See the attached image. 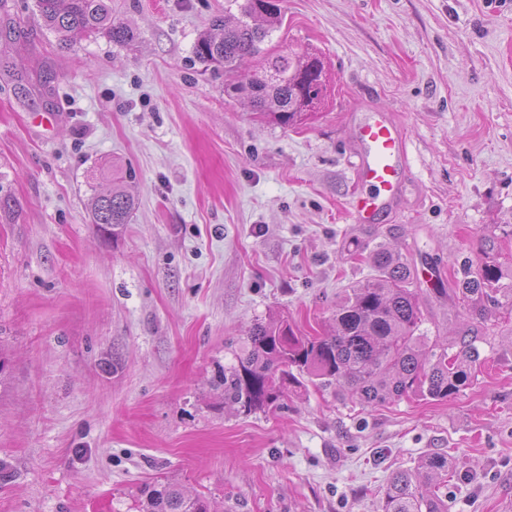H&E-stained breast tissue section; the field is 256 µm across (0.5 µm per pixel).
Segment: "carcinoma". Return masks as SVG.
<instances>
[{"label":"carcinoma","instance_id":"1","mask_svg":"<svg viewBox=\"0 0 512 512\" xmlns=\"http://www.w3.org/2000/svg\"><path fill=\"white\" fill-rule=\"evenodd\" d=\"M45 27L68 48L96 33L122 43L131 29L112 22L110 0H35ZM233 22L217 18L193 52L202 62L224 68V94L247 97L253 110L270 121L294 127L324 95L325 84L315 70L323 63L311 53L273 51L266 40L282 24L277 7L265 0H243ZM257 58L261 71L243 73L241 63ZM91 223L103 229L129 223L135 198L122 182L92 186ZM376 274L349 289L336 305V329L327 336H299L288 321L255 324L224 366V406L239 414L279 407L291 391L309 381L362 407L419 397L443 401L460 393L485 358L483 336H428L418 291L412 287L410 266L385 246L372 252ZM497 265L485 262L465 271L459 293L484 306L499 305ZM448 455L431 452L412 468L397 470L388 479L382 512H448ZM139 512H209L203 496H188L169 482L144 487Z\"/></svg>","mask_w":512,"mask_h":512}]
</instances>
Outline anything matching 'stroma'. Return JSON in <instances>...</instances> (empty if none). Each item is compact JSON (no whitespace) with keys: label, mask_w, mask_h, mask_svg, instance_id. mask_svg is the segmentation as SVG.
<instances>
[{"label":"stroma","mask_w":512,"mask_h":512,"mask_svg":"<svg viewBox=\"0 0 512 512\" xmlns=\"http://www.w3.org/2000/svg\"><path fill=\"white\" fill-rule=\"evenodd\" d=\"M276 5L272 46L324 63L325 97L292 128L193 53L235 0H112L133 40L71 49L34 0H0V512H137L153 480L213 512H381L388 476L440 450L449 512H512V308L455 293L488 257L512 288V0ZM372 109L399 122L407 168L380 222L355 224ZM103 173L137 200L115 235L90 221ZM380 244L414 269L429 335L487 337L471 385L225 408L248 328L325 334Z\"/></svg>","instance_id":"35a3bbf8"}]
</instances>
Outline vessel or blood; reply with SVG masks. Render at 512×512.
Segmentation results:
<instances>
[{"label": "vessel or blood", "mask_w": 512, "mask_h": 512, "mask_svg": "<svg viewBox=\"0 0 512 512\" xmlns=\"http://www.w3.org/2000/svg\"><path fill=\"white\" fill-rule=\"evenodd\" d=\"M360 151L349 214L354 223H377L397 199L406 163L400 126L385 111L370 112L356 128Z\"/></svg>", "instance_id": "b4317fda"}]
</instances>
